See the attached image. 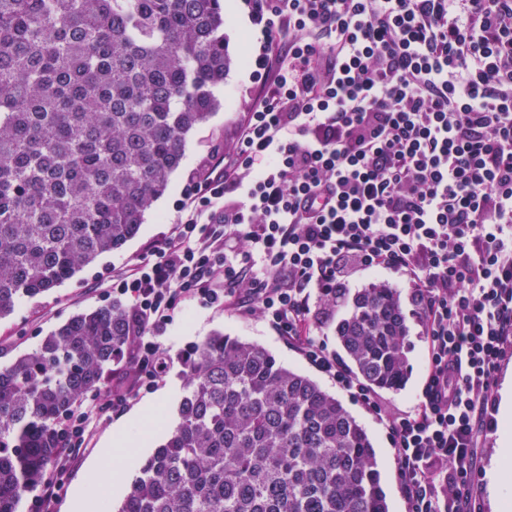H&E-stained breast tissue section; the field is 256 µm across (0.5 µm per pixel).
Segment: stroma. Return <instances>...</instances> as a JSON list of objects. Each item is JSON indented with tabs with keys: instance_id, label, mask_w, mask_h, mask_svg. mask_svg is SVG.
<instances>
[{
	"instance_id": "obj_1",
	"label": "stroma",
	"mask_w": 512,
	"mask_h": 512,
	"mask_svg": "<svg viewBox=\"0 0 512 512\" xmlns=\"http://www.w3.org/2000/svg\"><path fill=\"white\" fill-rule=\"evenodd\" d=\"M224 6V32L231 52L239 57L224 83L217 90L224 106L189 136L185 157L172 174L167 192L154 202L145 215L139 233L121 249L100 256L97 261L48 295L22 303L15 312L0 319V364L9 363L20 353L34 349L42 336L56 329L74 313L112 302V274L147 260L153 247L168 235L176 216V206L186 188L202 179L217 155L232 152L236 145V129L244 114L252 107L256 95L262 90L263 78L252 76L244 59L257 44V32L250 24L249 9L244 0H222ZM410 377L404 389L383 392V399L400 406L410 405L419 394L424 382L419 327L415 319H408ZM221 331L243 340L259 344L275 354L288 368L315 379L324 389L333 393L343 406L360 422L372 439L381 471V485L386 494L389 512H406V502L399 482L394 450L387 439L384 425L363 405L341 389L334 379L310 364L287 338L279 336L268 322L257 315L248 316L226 309L215 310L187 306L169 325L163 346L172 362L167 374L156 387L130 398L124 415H131L145 406L155 409L158 423L151 427V437L140 451L141 457L152 454L162 435L177 417V407L184 394L181 352L196 342ZM112 435L111 422L102 423L88 448L82 450L66 472L64 487L55 512H70L75 489L81 483L85 470L98 460ZM498 437H491L476 448L474 473L470 495L473 512H490L486 493V470L490 461L500 452Z\"/></svg>"
}]
</instances>
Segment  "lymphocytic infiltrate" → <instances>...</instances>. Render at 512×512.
<instances>
[{
    "instance_id": "obj_1",
    "label": "lymphocytic infiltrate",
    "mask_w": 512,
    "mask_h": 512,
    "mask_svg": "<svg viewBox=\"0 0 512 512\" xmlns=\"http://www.w3.org/2000/svg\"><path fill=\"white\" fill-rule=\"evenodd\" d=\"M273 75L237 147L193 182L149 260L112 277L132 301L126 394L89 400L30 512H54L105 417L153 389L185 302L262 314L385 426L407 512H471L474 450L512 349V0H247ZM404 276L425 377L403 410L356 381L312 311L357 273ZM442 478L434 480L430 472Z\"/></svg>"
}]
</instances>
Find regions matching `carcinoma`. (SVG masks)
Returning <instances> with one entry per match:
<instances>
[{
	"label": "carcinoma",
	"instance_id": "obj_1",
	"mask_svg": "<svg viewBox=\"0 0 512 512\" xmlns=\"http://www.w3.org/2000/svg\"><path fill=\"white\" fill-rule=\"evenodd\" d=\"M237 59L220 0H0V318L136 236ZM351 374L406 383L400 292L342 295ZM121 300L0 365V512L51 471L64 415L130 375ZM177 420L113 512H388L358 421L266 348L214 332L181 356Z\"/></svg>",
	"mask_w": 512,
	"mask_h": 512
}]
</instances>
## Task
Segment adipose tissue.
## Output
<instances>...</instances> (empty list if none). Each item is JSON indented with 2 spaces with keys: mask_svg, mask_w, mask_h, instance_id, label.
I'll return each instance as SVG.
<instances>
[{
  "mask_svg": "<svg viewBox=\"0 0 512 512\" xmlns=\"http://www.w3.org/2000/svg\"><path fill=\"white\" fill-rule=\"evenodd\" d=\"M139 437L133 434L130 424L117 425L112 433V446L121 450V461L111 466L109 474H102L100 468H91L85 482L74 496L73 512H99V501L94 494L96 488L110 484L113 490H122L129 481V475L135 466Z\"/></svg>",
  "mask_w": 512,
  "mask_h": 512,
  "instance_id": "1",
  "label": "adipose tissue"
}]
</instances>
